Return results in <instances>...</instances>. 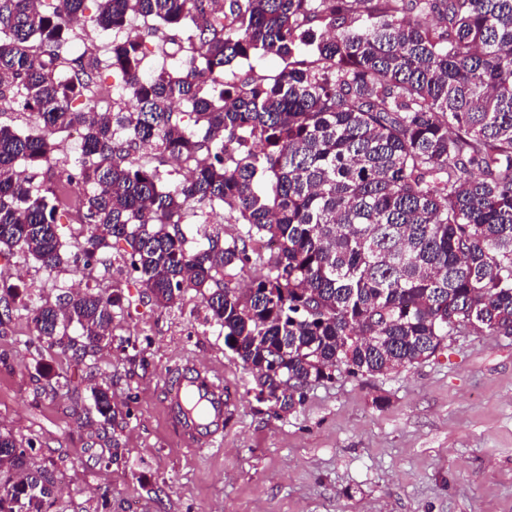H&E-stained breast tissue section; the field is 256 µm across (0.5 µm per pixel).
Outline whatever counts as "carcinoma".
<instances>
[{
  "mask_svg": "<svg viewBox=\"0 0 512 512\" xmlns=\"http://www.w3.org/2000/svg\"><path fill=\"white\" fill-rule=\"evenodd\" d=\"M0 0V254L60 265L68 179L54 136L82 129L85 186L70 263L92 275L109 237L160 306L202 296L256 399L282 411L335 373L380 374L435 354L453 330L512 327V0ZM112 32L106 57L72 49L66 19ZM139 18L143 35L126 32ZM176 57L146 73L148 45ZM274 55L273 75L234 61ZM114 79L112 111L93 99ZM186 102L193 124L173 117ZM172 157L167 173L141 147ZM242 225L189 251L187 214ZM259 264L266 273L234 283ZM33 338L81 361L110 342L119 290L15 305ZM112 419L109 389L93 392ZM0 433V512H49L54 479Z\"/></svg>",
  "mask_w": 512,
  "mask_h": 512,
  "instance_id": "obj_1",
  "label": "carcinoma"
}]
</instances>
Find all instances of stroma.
<instances>
[{"instance_id":"35a3bbf8","label":"stroma","mask_w":512,"mask_h":512,"mask_svg":"<svg viewBox=\"0 0 512 512\" xmlns=\"http://www.w3.org/2000/svg\"><path fill=\"white\" fill-rule=\"evenodd\" d=\"M126 242L81 286L121 290L112 341L83 365L31 344L27 312L0 335V432L34 442L48 470L51 512H512V335L456 330L421 362L384 375L314 384L274 412L224 346L200 295L154 304L132 280ZM0 257V276L28 298L55 299L74 270ZM192 360L224 380L219 448L183 447L163 406L164 381ZM112 391V420L92 391ZM117 461H110L111 451Z\"/></svg>"}]
</instances>
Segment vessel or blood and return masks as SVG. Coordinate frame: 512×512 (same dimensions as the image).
<instances>
[{
  "mask_svg": "<svg viewBox=\"0 0 512 512\" xmlns=\"http://www.w3.org/2000/svg\"><path fill=\"white\" fill-rule=\"evenodd\" d=\"M164 406L175 416L184 446H220L226 415L224 385L212 369L193 363L178 370L166 384Z\"/></svg>",
  "mask_w": 512,
  "mask_h": 512,
  "instance_id": "b4317fda",
  "label": "vessel or blood"
}]
</instances>
